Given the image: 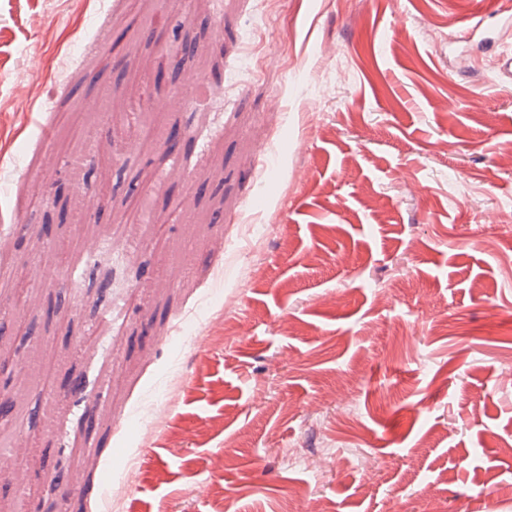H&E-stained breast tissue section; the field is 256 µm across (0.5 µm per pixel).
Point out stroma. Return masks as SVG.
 Segmentation results:
<instances>
[{
    "label": "stroma",
    "instance_id": "35a3bbf8",
    "mask_svg": "<svg viewBox=\"0 0 512 512\" xmlns=\"http://www.w3.org/2000/svg\"><path fill=\"white\" fill-rule=\"evenodd\" d=\"M154 11L0 0V505L96 512L132 455L124 512H512V225L493 220L512 27L494 0H169L144 35ZM177 22L201 52L133 111L130 72ZM198 73L219 74L211 97L169 105ZM144 125L185 130L189 156L139 146ZM109 144L124 172L95 212L83 161ZM190 315L205 334L185 347ZM150 402L156 426L136 417ZM328 446V470L288 463ZM60 469L78 495L48 489Z\"/></svg>",
    "mask_w": 512,
    "mask_h": 512
}]
</instances>
